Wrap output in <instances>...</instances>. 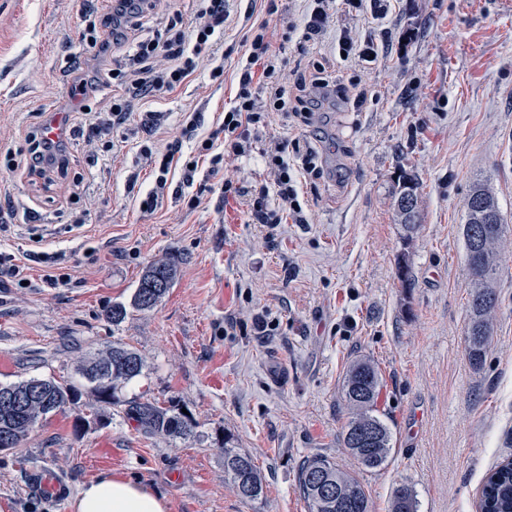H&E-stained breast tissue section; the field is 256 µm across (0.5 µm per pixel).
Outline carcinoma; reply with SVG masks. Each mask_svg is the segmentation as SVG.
<instances>
[{"label": "carcinoma", "instance_id": "obj_1", "mask_svg": "<svg viewBox=\"0 0 512 512\" xmlns=\"http://www.w3.org/2000/svg\"><path fill=\"white\" fill-rule=\"evenodd\" d=\"M418 182L411 171L398 177L395 200L407 195L417 196ZM396 216L412 238L419 227L420 212L409 213L395 207ZM466 224H479L483 240L475 246L465 239L467 267L472 288L470 300L471 321L466 336V352L470 364L482 366L490 335V318L498 302L494 288L497 271V251L503 235V219L491 192L483 185L474 187L467 200ZM178 265L172 258L149 263L143 270L130 307L138 311L154 309L173 286ZM146 367V358L138 351L115 343L81 361L78 372L89 384L90 399L82 401L83 392L73 384L53 380L29 378L8 385L2 391L23 393L33 386L42 387L47 403L36 400L11 413L0 411V434L7 433L17 447L48 415L66 410L84 408L98 413L109 405L125 406V414L135 421L145 434L164 439H186L195 434L196 421L192 416L176 411L173 406L133 399L121 402L118 391L140 377ZM380 387L379 369L371 362L360 360L346 372L343 393L349 408V419L342 431L344 448L364 469H378L385 465L393 449L389 426L377 414L376 401ZM362 426L371 427L375 435L363 445L355 442V433ZM224 475L228 477L239 497L255 501L263 494V478L250 455L234 446L232 438L224 437ZM298 482L310 512H370L369 500L359 478L340 469L323 455L308 457L298 471ZM337 489L326 495L322 484ZM480 508L482 512H512V461H506L485 478ZM390 512H417L413 491L407 486L396 489Z\"/></svg>", "mask_w": 512, "mask_h": 512}]
</instances>
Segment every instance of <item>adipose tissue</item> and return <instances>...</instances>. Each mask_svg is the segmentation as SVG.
<instances>
[{
    "label": "adipose tissue",
    "mask_w": 512,
    "mask_h": 512,
    "mask_svg": "<svg viewBox=\"0 0 512 512\" xmlns=\"http://www.w3.org/2000/svg\"><path fill=\"white\" fill-rule=\"evenodd\" d=\"M72 512H168L164 497L131 479L106 474L88 483L73 499Z\"/></svg>",
    "instance_id": "ef3b65f1"
}]
</instances>
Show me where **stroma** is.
Wrapping results in <instances>:
<instances>
[{
  "label": "stroma",
  "instance_id": "1",
  "mask_svg": "<svg viewBox=\"0 0 512 512\" xmlns=\"http://www.w3.org/2000/svg\"><path fill=\"white\" fill-rule=\"evenodd\" d=\"M227 20L180 85L128 98L107 72L129 65L139 42L172 22L192 31L197 0H144L135 25L110 50L109 0H0V169L23 158L48 107L68 112L59 161L41 174L0 178V252L25 263V288L0 278V384L36 377L79 381V359L118 342L139 350L144 373L123 401L176 404L197 421L194 436L163 440L141 432L121 405L102 418L47 417L17 448L0 452V512H71L36 492L48 469L72 492L119 473L169 502V512H309L298 469L321 454L356 473L370 512H389L396 488L416 492L418 512H476L486 472L512 458V0H333L324 30L304 34L306 0H225ZM266 24L280 48L275 81L287 91L329 81L322 104L300 117L271 112L262 76L253 89L266 114L250 154L224 153V114L235 101L245 40ZM372 41L375 61L343 58L342 30ZM224 75L212 79L215 63ZM91 84L82 108L63 91ZM125 96V95H124ZM197 128L185 135L184 119ZM212 139L219 172L198 153ZM300 139L316 173L289 154L302 221L280 210L265 149ZM179 143L196 158L191 187L183 167L167 175L157 207L141 203L157 171L142 147ZM419 180L420 226L406 237L393 192L401 169ZM248 196L224 195L225 181ZM494 195L505 224L497 251L492 317L483 366L466 354L470 320L463 226L476 184ZM269 187L277 224H259L253 195ZM198 206H189L191 197ZM44 252L53 267L26 260ZM408 254L412 281L397 258ZM169 256L178 277L150 311L120 324L103 310L129 302L142 269ZM66 285L43 283L46 270ZM371 360L382 385L378 409L393 450L378 470L358 468L341 442L348 418V365ZM253 458L264 478L256 501L224 476L225 437Z\"/></svg>",
  "mask_w": 512,
  "mask_h": 512
}]
</instances>
